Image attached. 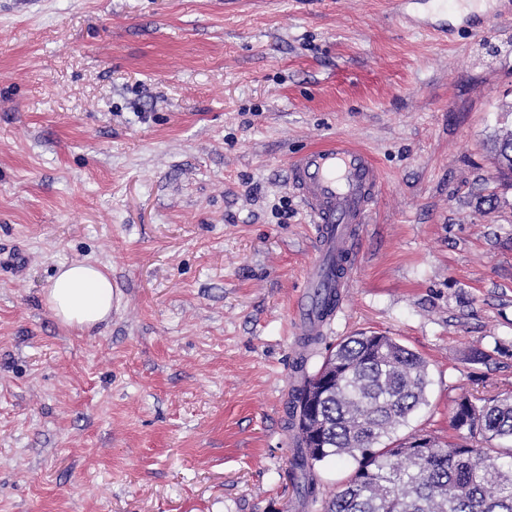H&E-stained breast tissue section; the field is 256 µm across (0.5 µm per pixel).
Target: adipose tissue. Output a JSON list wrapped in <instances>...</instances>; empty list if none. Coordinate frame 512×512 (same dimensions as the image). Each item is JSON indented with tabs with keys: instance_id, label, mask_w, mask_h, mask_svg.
Here are the masks:
<instances>
[{
	"instance_id": "ef3b65f1",
	"label": "adipose tissue",
	"mask_w": 512,
	"mask_h": 512,
	"mask_svg": "<svg viewBox=\"0 0 512 512\" xmlns=\"http://www.w3.org/2000/svg\"><path fill=\"white\" fill-rule=\"evenodd\" d=\"M44 296L59 323L87 333L111 318L115 287L111 275L93 264L62 263L57 266Z\"/></svg>"
}]
</instances>
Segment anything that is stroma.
<instances>
[{
    "mask_svg": "<svg viewBox=\"0 0 512 512\" xmlns=\"http://www.w3.org/2000/svg\"><path fill=\"white\" fill-rule=\"evenodd\" d=\"M391 0H0V512H322L290 469L291 390L367 332L427 363L409 428L512 393V0L441 42ZM343 135L384 184L330 328L288 184ZM112 317L49 310L57 264ZM496 162L500 172L507 171L512 175V133L506 131L496 138ZM112 277L86 262L59 263L45 289V301L55 319L88 333L112 316Z\"/></svg>",
    "mask_w": 512,
    "mask_h": 512,
    "instance_id": "35a3bbf8",
    "label": "stroma"
}]
</instances>
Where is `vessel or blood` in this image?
Returning <instances> with one entry per match:
<instances>
[{
	"instance_id": "1",
	"label": "vessel or blood",
	"mask_w": 512,
	"mask_h": 512,
	"mask_svg": "<svg viewBox=\"0 0 512 512\" xmlns=\"http://www.w3.org/2000/svg\"><path fill=\"white\" fill-rule=\"evenodd\" d=\"M475 0H456L454 9L434 5L421 10V0H398L405 22L448 34V18L474 25ZM289 181L314 229L318 256L304 277L297 300L298 317L309 336L323 335L331 323L317 302L323 289L346 287L353 266V244L358 240L377 201L381 175L364 150L339 137L325 145L304 149L289 162Z\"/></svg>"
}]
</instances>
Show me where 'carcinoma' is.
I'll use <instances>...</instances> for the list:
<instances>
[{
  "mask_svg": "<svg viewBox=\"0 0 512 512\" xmlns=\"http://www.w3.org/2000/svg\"><path fill=\"white\" fill-rule=\"evenodd\" d=\"M498 168L512 175V133L496 138ZM336 363V381L318 402L319 428L303 413L315 376L305 377L290 406L300 437L291 467L303 476L300 493L317 501L315 466L349 457L355 468L324 512H512V395L475 402L463 396L451 417L455 440L432 448H405L399 435L427 403L426 361L395 338L360 333L341 341L323 362Z\"/></svg>",
  "mask_w": 512,
  "mask_h": 512,
  "instance_id": "cac0c4a2",
  "label": "carcinoma"
}]
</instances>
